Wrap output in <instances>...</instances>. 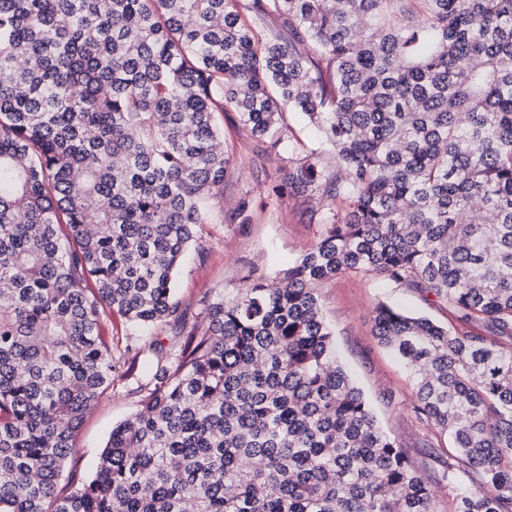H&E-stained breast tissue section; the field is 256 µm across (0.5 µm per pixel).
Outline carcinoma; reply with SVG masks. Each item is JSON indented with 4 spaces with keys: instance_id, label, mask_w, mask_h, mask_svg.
I'll return each mask as SVG.
<instances>
[{
    "instance_id": "cac0c4a2",
    "label": "carcinoma",
    "mask_w": 512,
    "mask_h": 512,
    "mask_svg": "<svg viewBox=\"0 0 512 512\" xmlns=\"http://www.w3.org/2000/svg\"><path fill=\"white\" fill-rule=\"evenodd\" d=\"M235 2L0 0V512H435L323 319L318 287L351 270L494 329L374 316L452 439L453 512H512V0H244L280 15L263 35ZM228 110L273 152L304 115L335 164L293 159L278 193L350 212L124 364L113 313L186 323L174 277L224 188ZM137 363L140 408L60 493ZM132 387H136L134 381L128 387L114 388L86 418L74 440L72 455L58 485L60 492L72 491L77 482L95 471L112 427L129 418L138 409L139 396L131 391ZM71 475H74V484L69 482Z\"/></svg>"
}]
</instances>
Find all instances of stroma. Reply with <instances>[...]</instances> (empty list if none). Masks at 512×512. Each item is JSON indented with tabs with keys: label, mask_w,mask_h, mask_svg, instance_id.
I'll use <instances>...</instances> for the list:
<instances>
[{
	"label": "stroma",
	"mask_w": 512,
	"mask_h": 512,
	"mask_svg": "<svg viewBox=\"0 0 512 512\" xmlns=\"http://www.w3.org/2000/svg\"><path fill=\"white\" fill-rule=\"evenodd\" d=\"M218 123L228 159L224 191L212 200L199 245L191 249L176 275V296L192 328L225 289L247 278L274 277L308 252L323 233L321 216L327 207L326 199L316 195L277 196L275 188L290 165L288 153L267 151L237 112H225ZM242 203L247 210L238 221L234 214ZM319 294L337 352L380 426L395 438L411 465L435 482L448 465L452 442L447 434L416 419L414 380L378 342L373 313L384 301L446 326L455 322L451 309L419 289L397 287L361 271L324 283ZM138 407V395L127 387L114 388L101 399L74 440L60 492L72 491L73 481L95 471L113 426Z\"/></svg>",
	"instance_id": "1"
}]
</instances>
